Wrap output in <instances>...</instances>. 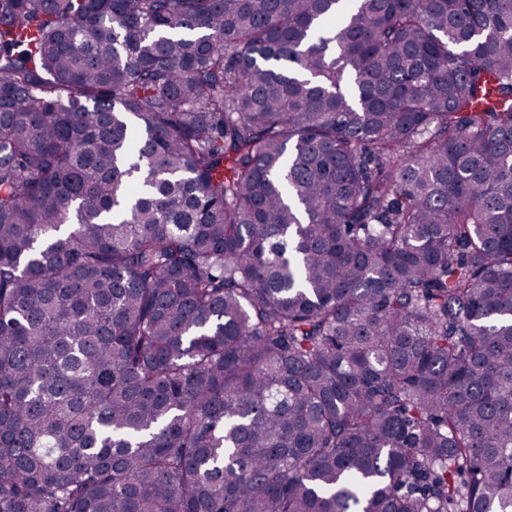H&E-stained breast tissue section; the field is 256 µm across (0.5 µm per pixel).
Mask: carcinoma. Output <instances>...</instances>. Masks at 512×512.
I'll return each mask as SVG.
<instances>
[{
	"label": "carcinoma",
	"mask_w": 512,
	"mask_h": 512,
	"mask_svg": "<svg viewBox=\"0 0 512 512\" xmlns=\"http://www.w3.org/2000/svg\"><path fill=\"white\" fill-rule=\"evenodd\" d=\"M0 512H512V0H0Z\"/></svg>",
	"instance_id": "obj_1"
}]
</instances>
